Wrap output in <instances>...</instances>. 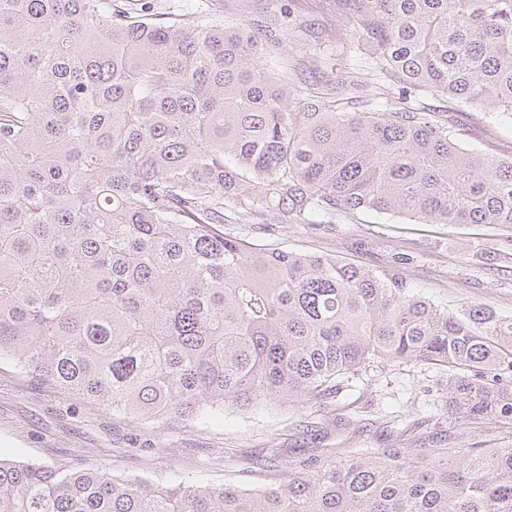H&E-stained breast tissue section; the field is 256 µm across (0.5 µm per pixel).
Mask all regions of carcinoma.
Returning a JSON list of instances; mask_svg holds the SVG:
<instances>
[{
    "mask_svg": "<svg viewBox=\"0 0 512 512\" xmlns=\"http://www.w3.org/2000/svg\"><path fill=\"white\" fill-rule=\"evenodd\" d=\"M125 2L0 0V358L145 424L323 400L414 361L448 372V415L511 435V316L224 226L369 211L512 229V158L412 105L512 123V0H329L380 89L361 112L349 72L298 90L268 65L286 12L161 21ZM486 259L512 265V236ZM447 441L315 448L259 489L0 457V512H512V446Z\"/></svg>",
    "mask_w": 512,
    "mask_h": 512,
    "instance_id": "1",
    "label": "carcinoma"
}]
</instances>
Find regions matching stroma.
Here are the masks:
<instances>
[{
	"instance_id": "35a3bbf8",
	"label": "stroma",
	"mask_w": 512,
	"mask_h": 512,
	"mask_svg": "<svg viewBox=\"0 0 512 512\" xmlns=\"http://www.w3.org/2000/svg\"><path fill=\"white\" fill-rule=\"evenodd\" d=\"M257 11L288 12L289 27H304L285 57L292 82L323 80L353 63L357 81H370L362 53H332L313 63L303 46L320 40L328 0H253ZM452 117L472 146L512 157V126L467 109ZM504 230L493 225L412 223L400 217L357 215L339 224H283L274 239L287 250L333 255L373 270L389 269L396 253L408 260L401 273L413 290L441 307L486 304L512 316V274L487 265L484 251L499 247ZM447 372L414 362L376 364L351 377L323 401L267 403L218 418L171 426L124 420L68 393L33 381L11 360L0 361V456L65 470L108 471L128 479L200 486L270 485L276 475L255 468L258 457L279 449L295 456L307 448H375L390 435L411 443L446 427Z\"/></svg>"
}]
</instances>
